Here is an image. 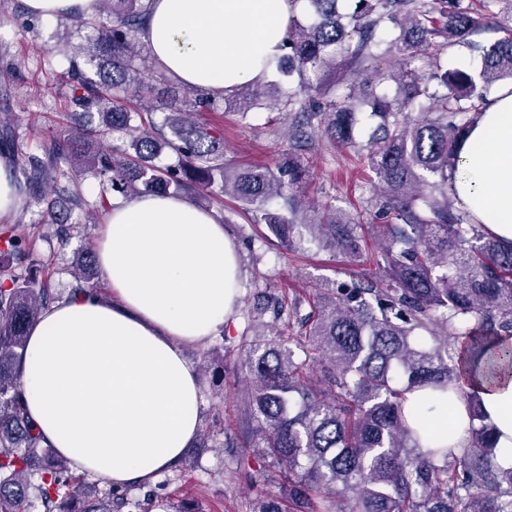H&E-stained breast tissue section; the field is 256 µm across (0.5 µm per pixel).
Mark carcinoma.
I'll list each match as a JSON object with an SVG mask.
<instances>
[{
  "mask_svg": "<svg viewBox=\"0 0 512 512\" xmlns=\"http://www.w3.org/2000/svg\"><path fill=\"white\" fill-rule=\"evenodd\" d=\"M90 24L100 38L97 78L77 62L61 74L70 82L68 138L29 156L18 146L8 118L0 140L13 149V178L34 195L64 177L92 174L114 192L168 194L211 190L256 206L260 219L287 246L296 228L295 198L279 213L265 205L302 182L294 156L317 132L342 146H356L357 108L381 120L363 147L382 187L378 214L385 220L379 277L330 288L312 300L305 335L290 337L302 348L298 362L284 341L250 346L234 367L246 372V413L256 428L250 441L255 462L277 465L286 490L253 505V512H512V468L496 462L495 434L481 411L479 391L512 378V246L489 236L455 205L451 176L466 132L478 120L493 88L512 81V0H308L309 22L295 18L277 70L301 79L280 97L279 110L294 117L288 159L270 167L230 169L220 144L223 131L194 119L224 101L243 116L262 106L265 83L240 88L222 99L189 88V108L154 95L138 67L131 34L148 18L147 0H101ZM482 31L501 34L482 48L477 71H423L415 66L447 47L472 44ZM391 57L390 71L378 62ZM332 71L345 94L327 98L323 81L304 82L309 72ZM383 85L360 99L357 79ZM427 101L416 115L409 107ZM154 132L131 125L152 123ZM132 131L125 148L95 151L109 130ZM168 148L178 165L154 160ZM44 224L67 235L79 228L68 215L49 210ZM326 247L349 257L360 254L356 225L336 213L310 225ZM33 241L13 224L0 225V512H27L35 489L45 512H112L124 496L71 472L52 448H44L24 415L20 362L30 325L46 307L63 299L54 272L34 274ZM82 275L69 296L95 289L96 254L77 255ZM323 365V384L310 371ZM466 377L477 389L466 394L472 428L468 450L448 457L440 448L421 450L404 414L405 394L421 388L446 391ZM38 481L30 470L37 462Z\"/></svg>",
  "mask_w": 512,
  "mask_h": 512,
  "instance_id": "carcinoma-1",
  "label": "carcinoma"
}]
</instances>
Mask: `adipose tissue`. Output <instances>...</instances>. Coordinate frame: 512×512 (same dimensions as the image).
Wrapping results in <instances>:
<instances>
[{"instance_id":"obj_1","label":"adipose tissue","mask_w":512,"mask_h":512,"mask_svg":"<svg viewBox=\"0 0 512 512\" xmlns=\"http://www.w3.org/2000/svg\"><path fill=\"white\" fill-rule=\"evenodd\" d=\"M140 34L156 68L181 84L230 94L271 77L305 0H148ZM454 199L512 246V85L491 96L452 176ZM105 295L44 310L21 363L26 415L72 472L119 488L176 465L201 427V378L183 355L232 321L239 258L215 213L183 195L113 202L95 247ZM469 380L450 393H409L421 447L468 446ZM496 462L512 468V381L481 391Z\"/></svg>"}]
</instances>
